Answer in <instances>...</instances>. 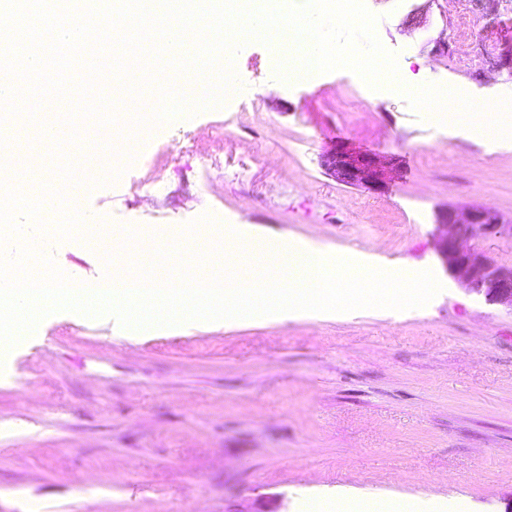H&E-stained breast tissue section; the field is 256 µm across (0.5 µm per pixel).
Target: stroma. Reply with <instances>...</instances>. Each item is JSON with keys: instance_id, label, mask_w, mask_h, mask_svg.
<instances>
[{"instance_id": "obj_1", "label": "stroma", "mask_w": 512, "mask_h": 512, "mask_svg": "<svg viewBox=\"0 0 512 512\" xmlns=\"http://www.w3.org/2000/svg\"><path fill=\"white\" fill-rule=\"evenodd\" d=\"M364 2L400 75L483 104L512 96V0ZM274 56L247 43L223 107L134 141L116 126L96 164L77 159L83 210L105 228L46 254L101 280L209 214L260 230L227 261L240 274L307 238L432 271L441 291L404 311L137 336L47 316L0 361V512H333L344 490L404 494L411 512H512V309L447 273L437 229L449 207L512 219V137L438 124L345 69L281 81ZM58 128L6 122L15 170L31 171L26 145L51 150ZM338 143L392 161L382 192L324 174Z\"/></svg>"}]
</instances>
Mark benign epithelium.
Instances as JSON below:
<instances>
[{"instance_id": "obj_1", "label": "benign epithelium", "mask_w": 512, "mask_h": 512, "mask_svg": "<svg viewBox=\"0 0 512 512\" xmlns=\"http://www.w3.org/2000/svg\"><path fill=\"white\" fill-rule=\"evenodd\" d=\"M320 166L336 182L372 192L384 189L388 174L386 162L379 157L344 148L324 153ZM440 225L446 227L440 252L447 270L466 290L512 309V267L498 265L483 249L472 244L505 228L498 211L486 205L450 207L441 215Z\"/></svg>"}]
</instances>
